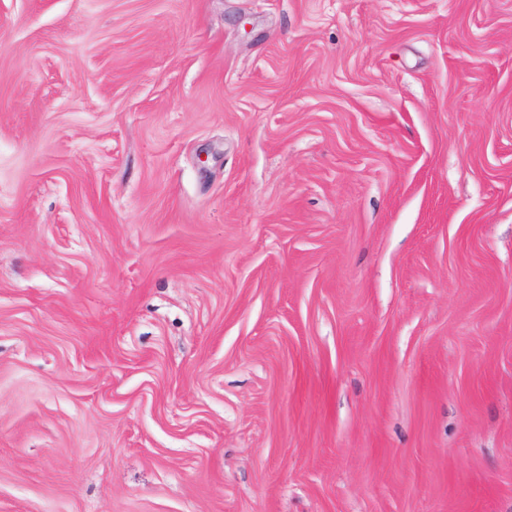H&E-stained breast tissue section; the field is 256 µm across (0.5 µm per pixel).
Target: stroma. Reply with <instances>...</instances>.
<instances>
[{
	"instance_id": "obj_1",
	"label": "stroma",
	"mask_w": 512,
	"mask_h": 512,
	"mask_svg": "<svg viewBox=\"0 0 512 512\" xmlns=\"http://www.w3.org/2000/svg\"><path fill=\"white\" fill-rule=\"evenodd\" d=\"M0 512H512V0H0Z\"/></svg>"
}]
</instances>
